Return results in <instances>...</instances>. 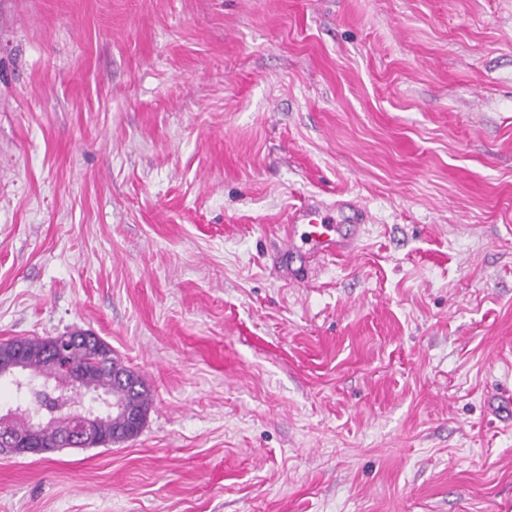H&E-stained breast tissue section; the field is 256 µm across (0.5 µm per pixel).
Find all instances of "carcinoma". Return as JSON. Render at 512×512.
<instances>
[{
  "instance_id": "1",
  "label": "carcinoma",
  "mask_w": 512,
  "mask_h": 512,
  "mask_svg": "<svg viewBox=\"0 0 512 512\" xmlns=\"http://www.w3.org/2000/svg\"><path fill=\"white\" fill-rule=\"evenodd\" d=\"M71 336L78 338L74 342L71 353L72 361L81 373V380L71 388L70 395L78 397L81 391L100 392L112 398V401L124 406L125 412L112 420L102 422L95 428V435L101 440L115 441L123 436L132 439L140 434L151 408V394L145 379L138 372L123 365L112 353V347L99 337L89 340L82 331H74ZM50 337L18 338L4 343L6 347L17 349L26 360L29 367L46 379L55 377L56 368L46 365L41 368L38 360L32 355L48 353ZM36 434L42 450L67 448L70 443L58 438L57 434L44 428L33 432L30 416L24 412L17 414L6 423H0V437L6 434L31 435Z\"/></svg>"
}]
</instances>
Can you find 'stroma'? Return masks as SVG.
Segmentation results:
<instances>
[{
	"mask_svg": "<svg viewBox=\"0 0 512 512\" xmlns=\"http://www.w3.org/2000/svg\"><path fill=\"white\" fill-rule=\"evenodd\" d=\"M76 330L146 423L0 512H512V0H0V342ZM289 223L281 249L284 254L300 251L304 246L308 251L323 254H337L351 249L352 242L338 232L337 217L319 200L310 199L297 207L291 213ZM299 226L305 228L300 235L302 246L297 242Z\"/></svg>",
	"mask_w": 512,
	"mask_h": 512,
	"instance_id": "stroma-1",
	"label": "stroma"
}]
</instances>
